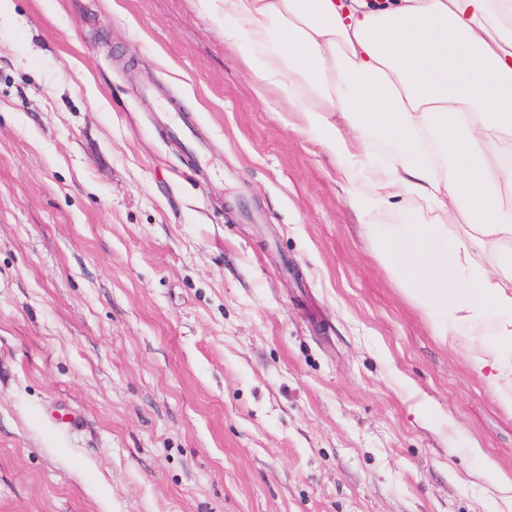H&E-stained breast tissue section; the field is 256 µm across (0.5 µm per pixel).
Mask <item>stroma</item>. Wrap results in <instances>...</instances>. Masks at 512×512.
<instances>
[{"instance_id": "35a3bbf8", "label": "stroma", "mask_w": 512, "mask_h": 512, "mask_svg": "<svg viewBox=\"0 0 512 512\" xmlns=\"http://www.w3.org/2000/svg\"><path fill=\"white\" fill-rule=\"evenodd\" d=\"M291 118L200 0H9L0 512H512L486 336H434Z\"/></svg>"}]
</instances>
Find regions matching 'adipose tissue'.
<instances>
[{
  "label": "adipose tissue",
  "instance_id": "obj_1",
  "mask_svg": "<svg viewBox=\"0 0 512 512\" xmlns=\"http://www.w3.org/2000/svg\"><path fill=\"white\" fill-rule=\"evenodd\" d=\"M200 2L436 336L490 324L472 365L512 413V0Z\"/></svg>",
  "mask_w": 512,
  "mask_h": 512
}]
</instances>
